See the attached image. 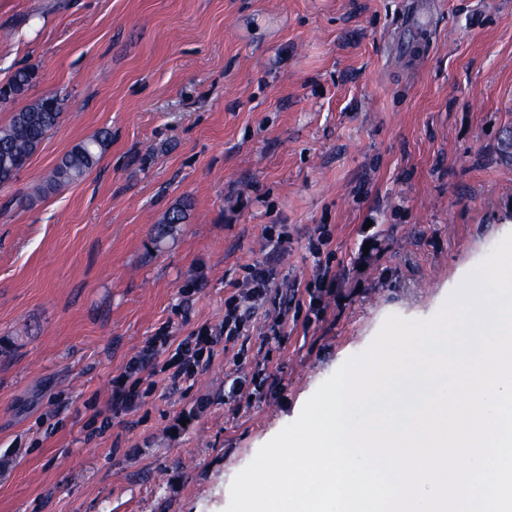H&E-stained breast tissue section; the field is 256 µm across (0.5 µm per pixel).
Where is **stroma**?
<instances>
[{
  "instance_id": "stroma-1",
  "label": "stroma",
  "mask_w": 512,
  "mask_h": 512,
  "mask_svg": "<svg viewBox=\"0 0 512 512\" xmlns=\"http://www.w3.org/2000/svg\"><path fill=\"white\" fill-rule=\"evenodd\" d=\"M0 0V126L63 113L0 186V512H225L235 476L391 314L446 301L512 225V0ZM112 142L35 196L73 146ZM181 208V224L164 215ZM283 226L285 250L264 239ZM328 243H320V235ZM286 275L134 409L112 379L152 337L220 328L247 265ZM426 0H410L407 3V9L403 13L401 26L405 29H418L427 26L430 22L431 12L430 2ZM34 79L35 71L33 69H17L5 85V89L0 90V103H6L10 99L23 95L32 85Z\"/></svg>"
}]
</instances>
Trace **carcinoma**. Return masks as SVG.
Returning <instances> with one entry per match:
<instances>
[{
	"instance_id": "1",
	"label": "carcinoma",
	"mask_w": 512,
	"mask_h": 512,
	"mask_svg": "<svg viewBox=\"0 0 512 512\" xmlns=\"http://www.w3.org/2000/svg\"><path fill=\"white\" fill-rule=\"evenodd\" d=\"M34 79L33 69H17L5 89L0 90V103L23 95ZM62 111V98L55 94L44 95L15 112L8 125L0 126L1 185L13 181L49 132L59 124ZM111 141L110 132L102 130L74 146L55 166L42 192L80 181L100 161Z\"/></svg>"
}]
</instances>
